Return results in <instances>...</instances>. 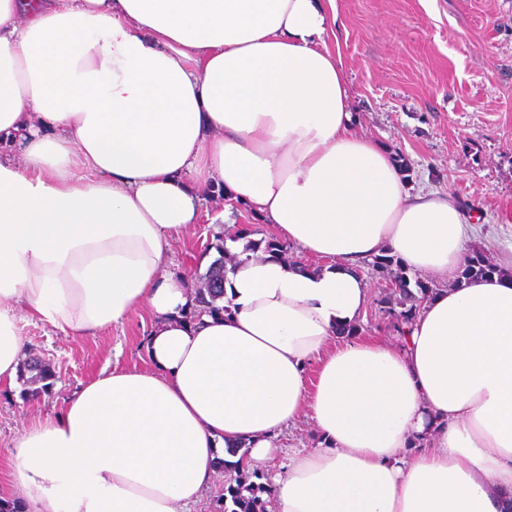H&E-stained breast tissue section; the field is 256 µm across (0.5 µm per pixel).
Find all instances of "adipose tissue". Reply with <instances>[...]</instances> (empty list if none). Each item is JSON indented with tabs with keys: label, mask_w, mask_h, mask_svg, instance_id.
<instances>
[{
	"label": "adipose tissue",
	"mask_w": 512,
	"mask_h": 512,
	"mask_svg": "<svg viewBox=\"0 0 512 512\" xmlns=\"http://www.w3.org/2000/svg\"><path fill=\"white\" fill-rule=\"evenodd\" d=\"M335 22L336 0H0V379L24 318H152L149 370L23 427V512H192L225 462L272 470L268 512H512V252L463 276L476 225L360 131ZM210 187L317 262L225 239V311L194 318L170 244ZM382 256L439 284L396 348L339 336ZM303 416L320 447L275 469Z\"/></svg>",
	"instance_id": "adipose-tissue-1"
}]
</instances>
